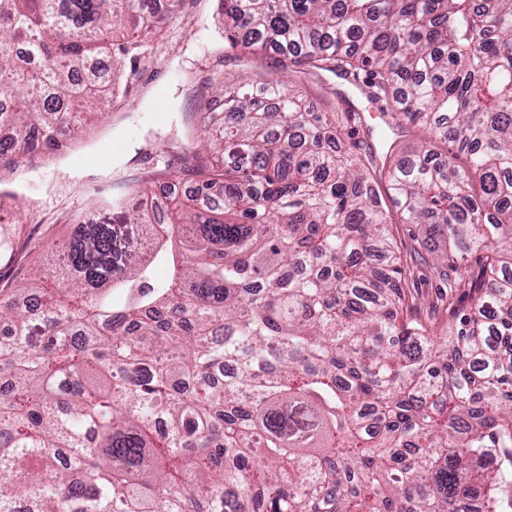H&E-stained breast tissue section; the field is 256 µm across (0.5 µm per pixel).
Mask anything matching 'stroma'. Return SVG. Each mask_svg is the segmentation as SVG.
<instances>
[{
    "instance_id": "stroma-1",
    "label": "stroma",
    "mask_w": 512,
    "mask_h": 512,
    "mask_svg": "<svg viewBox=\"0 0 512 512\" xmlns=\"http://www.w3.org/2000/svg\"><path fill=\"white\" fill-rule=\"evenodd\" d=\"M219 2L181 0L176 12L160 22L163 38H141L136 62L121 76L122 93L106 107L103 119L71 141L65 152L34 154L9 174L14 194L0 199V223L7 227L11 246L8 257H0V281L21 280L67 236L63 212L89 211L90 197L112 198L132 184L148 190L161 171L180 174L198 149L192 133L200 104H219V85L251 71L298 88L319 112L343 108L345 100H352L364 109L370 128L382 127L379 105L347 90L335 77L313 80L281 70L274 57L246 61L231 48L213 53ZM392 232L403 290L421 316H441L448 303H459L465 287L449 288L432 260L416 254L409 225L394 220Z\"/></svg>"
}]
</instances>
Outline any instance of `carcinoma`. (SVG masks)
Masks as SVG:
<instances>
[{"label": "carcinoma", "instance_id": "1", "mask_svg": "<svg viewBox=\"0 0 512 512\" xmlns=\"http://www.w3.org/2000/svg\"><path fill=\"white\" fill-rule=\"evenodd\" d=\"M180 0H0V180L119 98L114 27ZM224 39L390 106L391 162L254 72L195 129L163 220L67 217L0 286V512H505L512 501V0H224ZM38 64L22 70L15 58ZM450 141L468 165L437 157ZM469 305L407 303L377 171ZM175 273L151 283L157 255ZM481 255L480 270L464 262Z\"/></svg>", "mask_w": 512, "mask_h": 512}]
</instances>
